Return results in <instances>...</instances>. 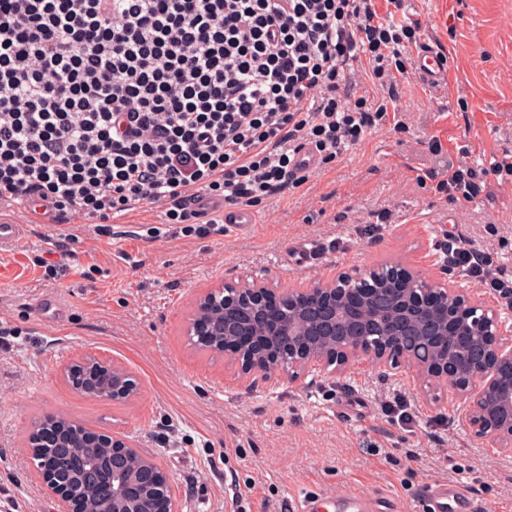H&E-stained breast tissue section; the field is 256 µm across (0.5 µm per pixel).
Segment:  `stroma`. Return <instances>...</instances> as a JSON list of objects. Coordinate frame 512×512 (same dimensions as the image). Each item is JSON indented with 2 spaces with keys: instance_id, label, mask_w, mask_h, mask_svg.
<instances>
[{
  "instance_id": "stroma-1",
  "label": "stroma",
  "mask_w": 512,
  "mask_h": 512,
  "mask_svg": "<svg viewBox=\"0 0 512 512\" xmlns=\"http://www.w3.org/2000/svg\"><path fill=\"white\" fill-rule=\"evenodd\" d=\"M381 14L420 20V41L448 64L439 84L402 82L399 120L367 135L302 187L274 195L248 229L204 233L136 210L121 224H71L67 265L38 263L51 245L23 206L0 213L24 234L0 246V512H58L27 452L31 423L62 414L132 441L170 475L180 512H290L326 490L365 491L374 512H423L422 486L459 480L477 512L512 507V455L485 448L463 425L462 400L423 394L411 370L359 360L345 372L291 383L237 381V368L196 351L184 332L193 299L226 281L305 288L338 273L400 262L497 300L459 268L445 269V234L493 254L512 276V182L489 177L483 201L442 200L420 177L466 161H512V0H403ZM442 149L432 151L430 139ZM392 222L363 234L377 211ZM317 247L314 257L303 254ZM46 298L64 311L43 321ZM121 363L140 395L88 398L59 375L69 358ZM401 401L404 415L392 412Z\"/></svg>"
}]
</instances>
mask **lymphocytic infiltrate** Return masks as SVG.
<instances>
[{
    "label": "lymphocytic infiltrate",
    "instance_id": "f902f5d3",
    "mask_svg": "<svg viewBox=\"0 0 512 512\" xmlns=\"http://www.w3.org/2000/svg\"><path fill=\"white\" fill-rule=\"evenodd\" d=\"M419 31L377 0H0V208L100 224L140 208L191 223V193L256 208L307 182L297 144L325 166L388 124ZM492 174L512 162L425 177L472 203ZM448 261L512 307L491 254L454 239Z\"/></svg>",
    "mask_w": 512,
    "mask_h": 512
}]
</instances>
